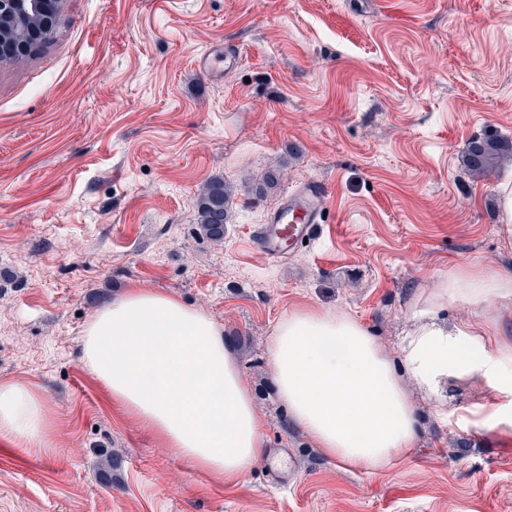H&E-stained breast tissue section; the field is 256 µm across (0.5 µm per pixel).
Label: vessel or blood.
Segmentation results:
<instances>
[{"label":"vessel or blood","mask_w":512,"mask_h":512,"mask_svg":"<svg viewBox=\"0 0 512 512\" xmlns=\"http://www.w3.org/2000/svg\"><path fill=\"white\" fill-rule=\"evenodd\" d=\"M322 211L321 196L312 184L306 183L286 191L270 209L253 242L268 258L287 260L289 252L295 251L312 236Z\"/></svg>","instance_id":"vessel-or-blood-1"}]
</instances>
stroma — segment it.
<instances>
[{"label":"stroma","instance_id":"obj_1","mask_svg":"<svg viewBox=\"0 0 512 512\" xmlns=\"http://www.w3.org/2000/svg\"><path fill=\"white\" fill-rule=\"evenodd\" d=\"M213 47L241 63L200 71ZM484 134L512 138V0H64L54 41L0 68V380L31 384L54 426L40 452L0 441V512H512V395L493 381L409 384L416 446L368 474L292 423L267 359L304 307L352 315L398 367L428 313L512 343V306L428 304L459 272L512 273V161L484 178L462 162ZM214 177L235 190L220 245L194 206ZM306 180L325 222L270 261L250 234ZM131 287L223 325L270 452L237 484L189 468L83 366L86 322ZM501 211L500 232L506 238L512 237V183H504L498 189Z\"/></svg>","mask_w":512,"mask_h":512}]
</instances>
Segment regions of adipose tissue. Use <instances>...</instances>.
Listing matches in <instances>:
<instances>
[{"instance_id": "adipose-tissue-1", "label": "adipose tissue", "mask_w": 512, "mask_h": 512, "mask_svg": "<svg viewBox=\"0 0 512 512\" xmlns=\"http://www.w3.org/2000/svg\"><path fill=\"white\" fill-rule=\"evenodd\" d=\"M475 309L512 303V276L462 272L432 302ZM477 325L448 330L426 322L403 347L414 382L437 392L448 372L495 378L512 393V344H477ZM268 360L294 421L348 469L372 472L414 448L415 410L401 376L355 318L291 310L274 326ZM81 361L114 406L192 469L237 483L266 454L262 423L224 329L173 296L133 288L82 331ZM0 440L52 447L51 413L29 384L0 381Z\"/></svg>"}]
</instances>
